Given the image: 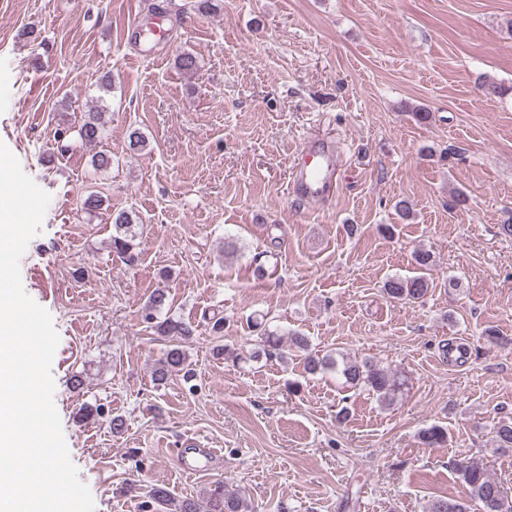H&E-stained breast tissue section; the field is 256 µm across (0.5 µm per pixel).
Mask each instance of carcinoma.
<instances>
[{
    "mask_svg": "<svg viewBox=\"0 0 512 512\" xmlns=\"http://www.w3.org/2000/svg\"><path fill=\"white\" fill-rule=\"evenodd\" d=\"M109 121L108 111L101 107L90 113L89 119L81 125L78 136L81 141L91 145L97 143L105 126ZM112 251L133 259L136 240L140 235L141 225L134 223L132 213L119 210L113 213ZM430 289L429 280L422 274L413 277H390L384 283V291L393 300H418L427 295ZM168 306V293L164 288L153 291L144 309V318L148 321H157L156 329L163 336L173 338L165 358L154 369L153 379L163 384L175 372L184 369L187 356L183 343L194 335L192 324L171 316L157 320V313ZM260 342L267 353H279L281 359H286L283 337L278 332L268 328L261 329ZM340 368V373L346 383L352 388H363L382 401H387L398 392L404 381L397 374L384 369L369 360L358 362L345 361L338 365L331 354L321 357H306L305 370L311 375L324 372L328 369ZM448 433L439 425H431L420 430L419 440L422 445L435 447L446 442ZM495 441L500 448L512 447V422H501L495 428ZM459 475L470 488V500L480 507V512H512V502L504 499L499 483L493 479L483 468L468 464L460 467ZM150 507L161 510L171 504L175 505V512H254L250 500L243 493H228L224 485L217 484L208 489L200 498H185L177 503L173 502L170 491L163 485H156L149 490ZM471 505L451 498H435L428 507L427 512H470Z\"/></svg>",
    "mask_w": 512,
    "mask_h": 512,
    "instance_id": "1",
    "label": "carcinoma"
}]
</instances>
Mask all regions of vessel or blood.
Returning a JSON list of instances; mask_svg holds the SVG:
<instances>
[{"mask_svg": "<svg viewBox=\"0 0 512 512\" xmlns=\"http://www.w3.org/2000/svg\"><path fill=\"white\" fill-rule=\"evenodd\" d=\"M343 158L338 149L307 139L293 165V188L308 205L323 208L332 201L336 193L338 176Z\"/></svg>", "mask_w": 512, "mask_h": 512, "instance_id": "b4317fda", "label": "vessel or blood"}]
</instances>
